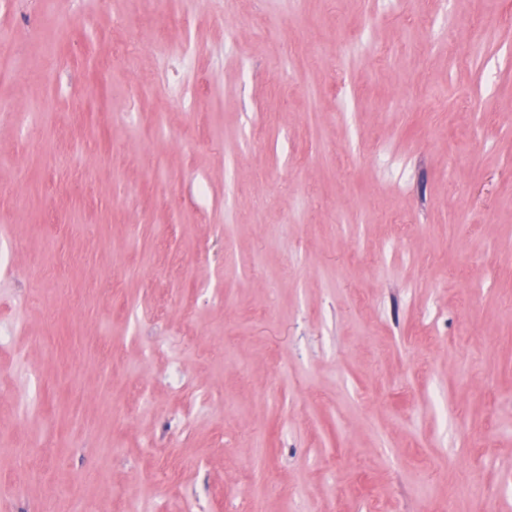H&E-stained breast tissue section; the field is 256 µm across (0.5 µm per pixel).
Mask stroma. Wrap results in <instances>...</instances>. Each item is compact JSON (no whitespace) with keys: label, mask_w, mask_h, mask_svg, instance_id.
Instances as JSON below:
<instances>
[{"label":"stroma","mask_w":512,"mask_h":512,"mask_svg":"<svg viewBox=\"0 0 512 512\" xmlns=\"http://www.w3.org/2000/svg\"><path fill=\"white\" fill-rule=\"evenodd\" d=\"M0 51V512H250L259 458L262 512H512V0H0Z\"/></svg>","instance_id":"stroma-1"}]
</instances>
